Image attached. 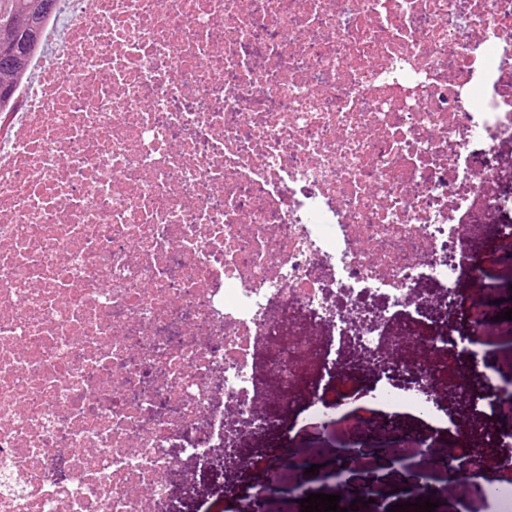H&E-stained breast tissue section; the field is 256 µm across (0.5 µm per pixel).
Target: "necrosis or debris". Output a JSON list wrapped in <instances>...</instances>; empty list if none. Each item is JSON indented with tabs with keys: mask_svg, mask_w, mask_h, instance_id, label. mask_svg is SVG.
Wrapping results in <instances>:
<instances>
[{
	"mask_svg": "<svg viewBox=\"0 0 512 512\" xmlns=\"http://www.w3.org/2000/svg\"><path fill=\"white\" fill-rule=\"evenodd\" d=\"M42 47L0 116V512H182L183 463L245 426L272 446L237 512H270L312 465L367 457L364 398L425 423L385 435L415 473L453 468L435 439L464 429L428 377L457 358L484 386L463 397L498 401L476 357L512 335V293L487 280L512 267V225L471 232L512 141V0H61ZM420 280L447 286L445 321ZM365 293L379 326L354 333L331 297ZM284 308L330 334L283 340L280 376L265 348ZM394 323L431 346L404 393ZM261 368L283 386L258 414ZM294 401L303 427L341 420L333 450L294 447Z\"/></svg>",
	"mask_w": 512,
	"mask_h": 512,
	"instance_id": "1",
	"label": "necrosis or debris"
}]
</instances>
